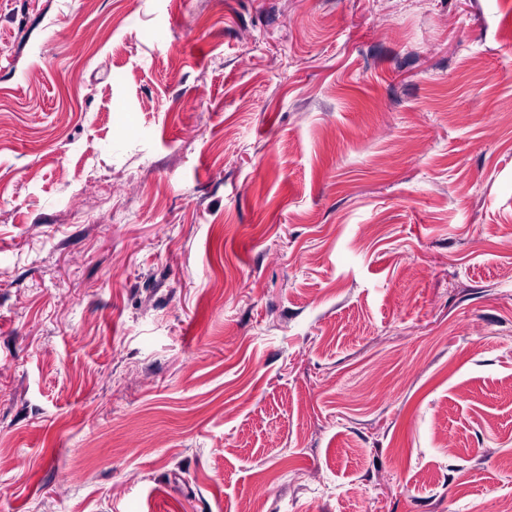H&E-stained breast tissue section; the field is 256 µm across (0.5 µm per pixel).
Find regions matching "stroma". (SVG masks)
<instances>
[{
    "label": "stroma",
    "instance_id": "35a3bbf8",
    "mask_svg": "<svg viewBox=\"0 0 512 512\" xmlns=\"http://www.w3.org/2000/svg\"><path fill=\"white\" fill-rule=\"evenodd\" d=\"M253 496L512 498V0H0V512Z\"/></svg>",
    "mask_w": 512,
    "mask_h": 512
}]
</instances>
